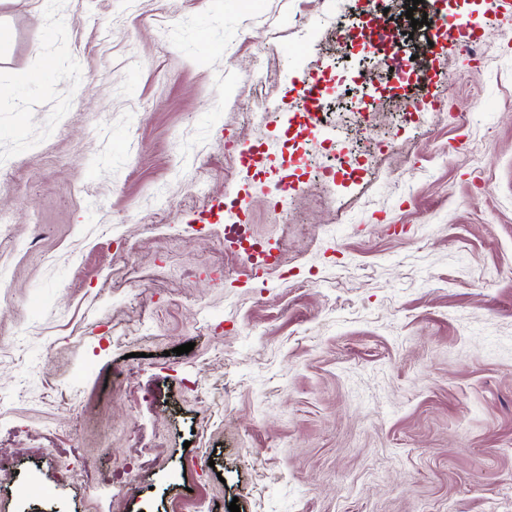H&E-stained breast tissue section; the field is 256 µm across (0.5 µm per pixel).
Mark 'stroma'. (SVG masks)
Wrapping results in <instances>:
<instances>
[{"label": "stroma", "mask_w": 512, "mask_h": 512, "mask_svg": "<svg viewBox=\"0 0 512 512\" xmlns=\"http://www.w3.org/2000/svg\"><path fill=\"white\" fill-rule=\"evenodd\" d=\"M496 6L0 0V512H512V12ZM371 18L414 79L345 42ZM425 94L447 114L402 122ZM390 136V176L344 179ZM253 145L262 173L240 178ZM241 189L281 257L259 277L213 233ZM157 224L196 230L172 246ZM201 444L214 463L189 470Z\"/></svg>", "instance_id": "35a3bbf8"}]
</instances>
